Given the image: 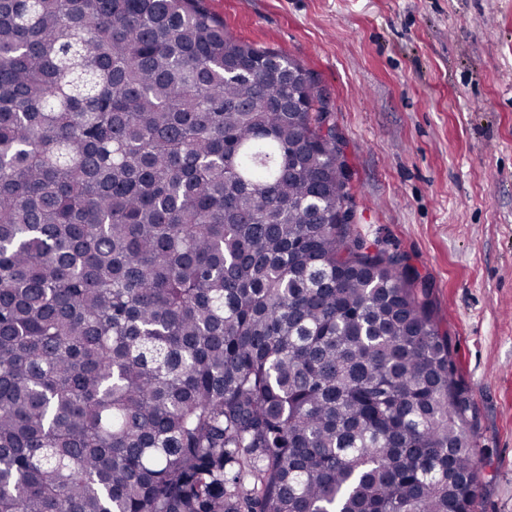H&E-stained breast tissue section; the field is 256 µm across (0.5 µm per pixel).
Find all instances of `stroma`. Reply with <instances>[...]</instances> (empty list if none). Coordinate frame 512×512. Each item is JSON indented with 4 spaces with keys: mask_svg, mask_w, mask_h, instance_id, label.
Wrapping results in <instances>:
<instances>
[{
    "mask_svg": "<svg viewBox=\"0 0 512 512\" xmlns=\"http://www.w3.org/2000/svg\"><path fill=\"white\" fill-rule=\"evenodd\" d=\"M318 74L357 229L429 287L470 388L478 512H512V0H206Z\"/></svg>",
    "mask_w": 512,
    "mask_h": 512,
    "instance_id": "stroma-1",
    "label": "stroma"
}]
</instances>
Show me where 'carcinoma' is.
I'll return each mask as SVG.
<instances>
[{
	"instance_id": "cac0c4a2",
	"label": "carcinoma",
	"mask_w": 512,
	"mask_h": 512,
	"mask_svg": "<svg viewBox=\"0 0 512 512\" xmlns=\"http://www.w3.org/2000/svg\"><path fill=\"white\" fill-rule=\"evenodd\" d=\"M317 74L203 0H0V512H474L448 336Z\"/></svg>"
}]
</instances>
